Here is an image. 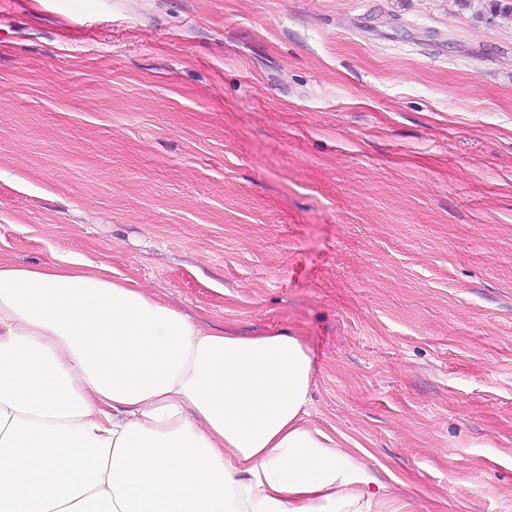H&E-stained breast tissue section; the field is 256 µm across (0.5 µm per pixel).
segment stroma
Segmentation results:
<instances>
[{
  "mask_svg": "<svg viewBox=\"0 0 512 512\" xmlns=\"http://www.w3.org/2000/svg\"><path fill=\"white\" fill-rule=\"evenodd\" d=\"M286 330L394 493L512 512V15L0 0V259Z\"/></svg>",
  "mask_w": 512,
  "mask_h": 512,
  "instance_id": "35a3bbf8",
  "label": "stroma"
}]
</instances>
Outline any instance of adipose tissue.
I'll use <instances>...</instances> for the list:
<instances>
[{
    "instance_id": "ef3b65f1",
    "label": "adipose tissue",
    "mask_w": 512,
    "mask_h": 512,
    "mask_svg": "<svg viewBox=\"0 0 512 512\" xmlns=\"http://www.w3.org/2000/svg\"><path fill=\"white\" fill-rule=\"evenodd\" d=\"M298 336L198 324L111 268L0 261V512H418L307 420Z\"/></svg>"
}]
</instances>
